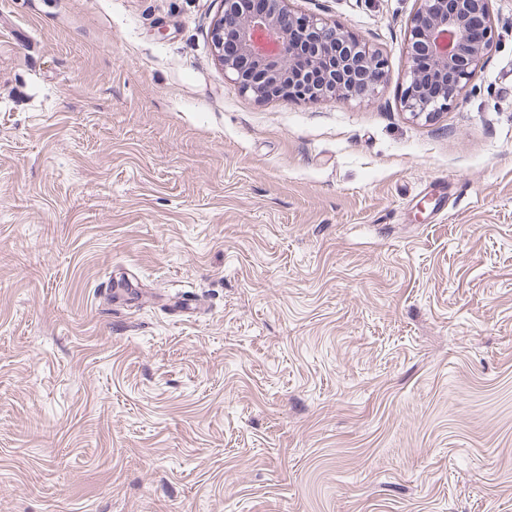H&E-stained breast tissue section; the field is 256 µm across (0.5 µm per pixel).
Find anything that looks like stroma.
Wrapping results in <instances>:
<instances>
[{"instance_id": "obj_1", "label": "stroma", "mask_w": 512, "mask_h": 512, "mask_svg": "<svg viewBox=\"0 0 512 512\" xmlns=\"http://www.w3.org/2000/svg\"><path fill=\"white\" fill-rule=\"evenodd\" d=\"M256 99L221 0H0V512H512V0L413 119Z\"/></svg>"}]
</instances>
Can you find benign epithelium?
<instances>
[{"mask_svg": "<svg viewBox=\"0 0 512 512\" xmlns=\"http://www.w3.org/2000/svg\"><path fill=\"white\" fill-rule=\"evenodd\" d=\"M401 103L419 119L448 110L493 49L491 0H416ZM224 75L259 99L320 102L371 96L386 61L363 37L295 11L289 0H224L211 29Z\"/></svg>", "mask_w": 512, "mask_h": 512, "instance_id": "1", "label": "benign epithelium"}]
</instances>
